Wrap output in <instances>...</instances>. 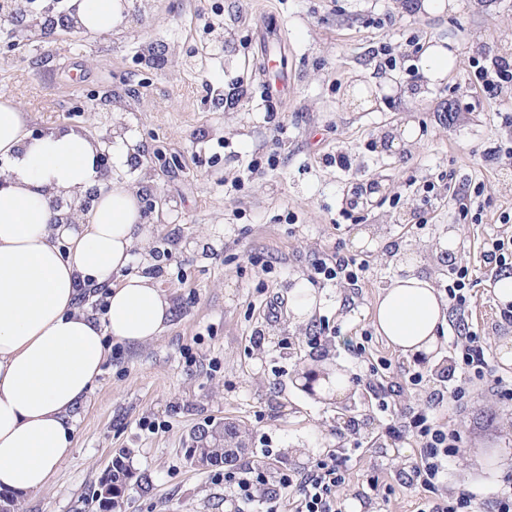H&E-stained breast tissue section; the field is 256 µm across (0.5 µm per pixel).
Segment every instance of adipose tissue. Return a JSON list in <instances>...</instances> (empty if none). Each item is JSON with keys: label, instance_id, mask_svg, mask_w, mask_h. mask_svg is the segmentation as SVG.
<instances>
[{"label": "adipose tissue", "instance_id": "obj_1", "mask_svg": "<svg viewBox=\"0 0 512 512\" xmlns=\"http://www.w3.org/2000/svg\"><path fill=\"white\" fill-rule=\"evenodd\" d=\"M92 33L120 28V0H72ZM445 41L427 42L416 70L433 86L455 69ZM139 140L116 136V173L92 211L64 224L57 196L75 197L100 182L96 145L86 132L54 126L33 136L25 112L0 102V491L36 495L72 451L78 411L112 348L157 339L173 315L155 279L128 272L145 238L141 202L150 185L130 167ZM105 293L103 312L82 304L83 290ZM448 306L424 276L384 289L372 313L376 331L403 357L432 359Z\"/></svg>", "mask_w": 512, "mask_h": 512}]
</instances>
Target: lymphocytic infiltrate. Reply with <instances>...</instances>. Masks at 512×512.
Returning <instances> with one entry per match:
<instances>
[{
	"mask_svg": "<svg viewBox=\"0 0 512 512\" xmlns=\"http://www.w3.org/2000/svg\"><path fill=\"white\" fill-rule=\"evenodd\" d=\"M366 261L332 252L314 265V275L351 288L357 287ZM473 274L469 267L448 271L445 293L448 306L459 324L450 345V358L461 373L460 381L446 391L431 390L422 404L410 410L400 425H391L386 434L395 441L411 440L417 445L403 470L410 483L423 487L429 496L419 512H476L477 493L450 491L445 487L447 467L460 452L459 429L444 424L436 410L444 403H459L475 385H483L503 402L512 401V379L497 374L486 337L470 330L466 320L473 304ZM346 475L337 455H329L303 473L283 472L270 480L263 466L256 465L224 473V501L229 512H341L337 495Z\"/></svg>",
	"mask_w": 512,
	"mask_h": 512,
	"instance_id": "obj_1",
	"label": "lymphocytic infiltrate"
}]
</instances>
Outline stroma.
<instances>
[{
    "mask_svg": "<svg viewBox=\"0 0 512 512\" xmlns=\"http://www.w3.org/2000/svg\"><path fill=\"white\" fill-rule=\"evenodd\" d=\"M464 3L460 12L423 17L406 0H144L143 15L112 32L79 39L60 29L16 50L0 45V99L19 103L32 131L77 125L98 137L113 113H124L143 147L149 192L164 200L142 208L147 244L130 269L156 272L174 309L156 341L113 343L79 410L70 456L43 491L20 498L19 512H95L92 493L122 449L150 483L129 487L122 512H224L216 468L193 466L188 450L198 428L227 418L248 431L238 466L258 460L272 476L303 472L341 447L342 502L357 501L360 512H417L426 492L399 474L411 446L393 445L382 430L424 393L408 387L386 414L356 379L377 359L399 377L416 369L445 381L452 374L404 359L376 333L378 295L410 271L440 290L450 267L469 266V323L489 334L491 347L512 342V328L495 326L496 277L481 262L489 239L512 238V223L500 221L512 213V155L499 149L512 125V87L487 98L469 65L482 53L512 58V0ZM266 12L288 37L294 90L285 104L261 89L257 41ZM432 39L449 41L460 64L418 95L413 45ZM388 53L396 68L379 69ZM360 81L376 87L372 108L349 101ZM273 117L288 128L279 143ZM408 121L419 140L391 149L392 130ZM340 151L351 155V170L330 163ZM255 159L264 173L249 174ZM430 183L434 192H425ZM466 185L482 195L479 216L463 221L458 193ZM369 225L386 237L374 252L352 243ZM451 231L456 250H439ZM335 250L369 261L358 290L318 285L320 310L308 324L293 323L286 300L296 278ZM322 327V355L353 381L342 402L320 403L297 385L322 356L308 342ZM258 329L264 339L256 346ZM359 343L361 358L351 351ZM438 415L463 436L449 487L476 492L488 512L490 494L512 473V404L477 387L465 408ZM295 448L305 456H292ZM373 475L392 485L388 500L366 497Z\"/></svg>",
    "mask_w": 512,
    "mask_h": 512,
    "instance_id": "obj_1",
    "label": "stroma"
}]
</instances>
